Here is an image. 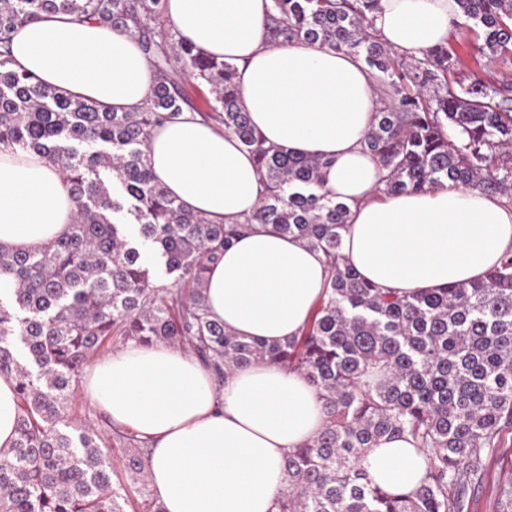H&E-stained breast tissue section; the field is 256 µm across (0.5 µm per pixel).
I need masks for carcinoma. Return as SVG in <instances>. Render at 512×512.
Masks as SVG:
<instances>
[{
    "mask_svg": "<svg viewBox=\"0 0 512 512\" xmlns=\"http://www.w3.org/2000/svg\"><path fill=\"white\" fill-rule=\"evenodd\" d=\"M165 0H0V150L42 155L76 202L70 231L33 252L0 250V276L19 312L0 305V376L16 382L18 436L0 448V512H124L112 483V444L139 484L141 512H164L148 486L149 452L104 418L90 428L66 413L91 356L114 342L168 344L198 356L217 381L270 362L303 373L326 426L284 461L288 491L278 512H470L490 455L511 454L512 250L478 282L414 295L383 291L342 255L349 209L318 192L327 161L266 144L239 103L236 67L175 38L160 20ZM378 0H272L270 32L360 57L375 71L382 105L364 147L388 171L382 195L450 182L512 195V81L480 76L488 62L512 68V0H457L456 29L473 32L475 67L451 43L404 57L373 32ZM63 12L120 30L153 66L144 106L115 112L12 66L19 26ZM209 87L202 109L187 84ZM221 119L254 155L263 190L243 224L186 210L152 174L153 132L183 110ZM98 145L110 149L92 150ZM141 245L175 275L158 285ZM305 240L323 253L326 299L301 336L268 344L209 319L204 275L254 225ZM28 364L19 361L15 340ZM404 438L427 460L407 493L373 484L363 451Z\"/></svg>",
    "mask_w": 512,
    "mask_h": 512,
    "instance_id": "carcinoma-1",
    "label": "carcinoma"
}]
</instances>
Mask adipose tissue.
Here are the masks:
<instances>
[{
  "mask_svg": "<svg viewBox=\"0 0 512 512\" xmlns=\"http://www.w3.org/2000/svg\"><path fill=\"white\" fill-rule=\"evenodd\" d=\"M271 0H167L177 38L237 67L240 103L267 143L330 159L323 190L350 209L345 262L401 294L482 279L512 249V205L476 187L383 196V175L363 141L380 105L369 68L354 55L304 43L274 44ZM457 0H378L379 38L405 56L444 43ZM16 68L117 112L143 105L152 72L140 46L107 26L45 14L12 40ZM155 178L185 209L212 221L250 216L260 197L251 152L191 112L158 128L147 149ZM76 209L59 172L32 152L0 151V249L32 251L65 236ZM322 252L258 228L236 238L204 280L211 319L248 339L300 335L324 298ZM87 398L150 449L149 485L166 512H276L288 486L283 462L324 429L304 374L268 363L233 370L216 387L193 355L127 342L88 368ZM374 484L416 488L426 458L394 439L367 449Z\"/></svg>",
  "mask_w": 512,
  "mask_h": 512,
  "instance_id": "adipose-tissue-1",
  "label": "adipose tissue"
}]
</instances>
